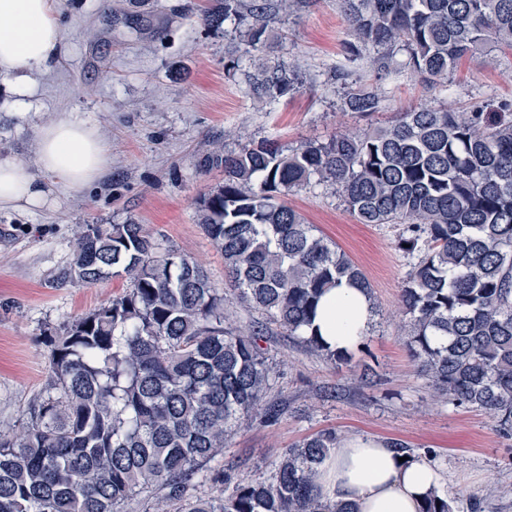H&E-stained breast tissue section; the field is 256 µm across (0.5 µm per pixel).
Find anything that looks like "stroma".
Segmentation results:
<instances>
[{"instance_id": "obj_1", "label": "stroma", "mask_w": 512, "mask_h": 512, "mask_svg": "<svg viewBox=\"0 0 512 512\" xmlns=\"http://www.w3.org/2000/svg\"><path fill=\"white\" fill-rule=\"evenodd\" d=\"M148 3L150 24L140 29L128 22L130 0H56L68 52L36 76L31 107H13L15 95L0 80L1 155L34 163L39 127L75 119L98 128L111 157L103 180L61 194L55 208L0 211V435L17 430L47 386L50 338L130 286L123 277L93 286L66 280L79 225L144 224L193 257L223 291L224 258L197 222L200 197L224 179L196 166L216 143L233 149L268 138L292 147L390 124L419 106L512 103L511 49L466 58L437 85L408 68L401 50L381 74L372 48L350 62L340 0H309L288 16L286 39L267 53L298 67L304 84L260 104L249 91L248 61L226 68L239 38L205 23L221 0ZM359 89L379 93L380 111L345 110V94ZM286 201L363 270L375 308L347 365L308 353L271 328L265 345L274 391L288 408L272 425L245 422L224 450L225 464L241 476L266 475L285 448L331 429L341 443L361 437L407 446L445 473L455 512H512V436L500 434L482 410L435 400L415 373L399 328L401 289L414 263L399 245L401 226L359 223L338 194L314 183Z\"/></svg>"}]
</instances>
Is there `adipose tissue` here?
<instances>
[{"mask_svg":"<svg viewBox=\"0 0 512 512\" xmlns=\"http://www.w3.org/2000/svg\"><path fill=\"white\" fill-rule=\"evenodd\" d=\"M54 0H0V77L17 94L34 87V76L66 52ZM36 178L24 163L0 156V211L55 204L54 189L77 194L97 182L110 164V149L90 123L62 119L40 127ZM371 322L367 296L341 285L321 301L313 322L329 346L352 347ZM443 477L429 462L400 460L388 444L350 440L335 448L320 470L326 498L354 504L357 512H422Z\"/></svg>","mask_w":512,"mask_h":512,"instance_id":"ef3b65f1","label":"adipose tissue"}]
</instances>
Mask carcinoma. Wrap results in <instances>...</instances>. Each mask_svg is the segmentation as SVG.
Segmentation results:
<instances>
[{
	"instance_id": "obj_1",
	"label": "carcinoma",
	"mask_w": 512,
	"mask_h": 512,
	"mask_svg": "<svg viewBox=\"0 0 512 512\" xmlns=\"http://www.w3.org/2000/svg\"><path fill=\"white\" fill-rule=\"evenodd\" d=\"M353 42L393 49L431 83L465 57L512 48V0H342ZM306 0H224L206 17L231 25L248 46L250 92L273 102L301 88L296 68L270 63L282 37L271 24ZM373 91L344 107L371 113ZM224 182L200 202L199 224L224 255L233 295L265 321L237 322L197 261L144 225L85 224L66 278L130 287L51 340L46 389L20 430L0 436V512H355L321 492L319 467L336 447L322 430L286 449L268 477L232 481L220 457L246 417L275 423L286 400L271 395L261 345L272 323L340 364L307 333L320 298L346 283L371 294L362 269L282 202L317 180L362 224H403L399 244L416 256L401 289V330L436 400L476 407L512 435V107H419L389 126L284 147L263 139L197 161ZM207 483L230 493L196 495ZM422 512H452L435 494Z\"/></svg>"
}]
</instances>
